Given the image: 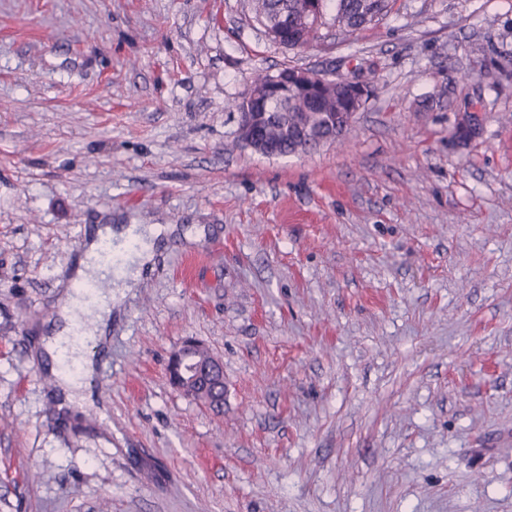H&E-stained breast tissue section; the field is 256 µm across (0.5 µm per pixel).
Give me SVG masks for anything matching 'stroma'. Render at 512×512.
Returning a JSON list of instances; mask_svg holds the SVG:
<instances>
[{
	"mask_svg": "<svg viewBox=\"0 0 512 512\" xmlns=\"http://www.w3.org/2000/svg\"><path fill=\"white\" fill-rule=\"evenodd\" d=\"M321 33L286 49L254 0H0V512H512V0ZM287 66L371 93L267 157L238 106ZM97 224L170 232L67 422L38 352ZM189 338L221 410L169 383Z\"/></svg>",
	"mask_w": 512,
	"mask_h": 512,
	"instance_id": "1",
	"label": "stroma"
}]
</instances>
